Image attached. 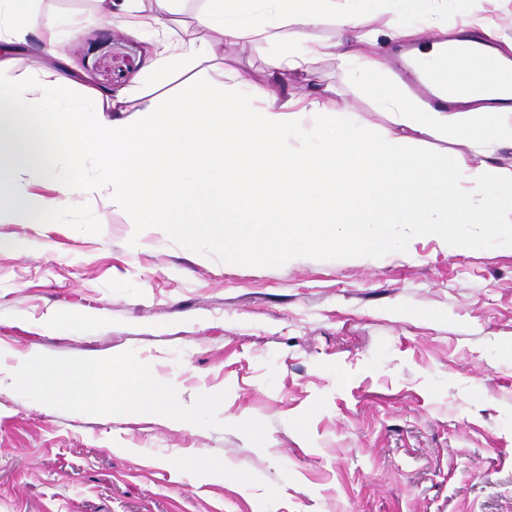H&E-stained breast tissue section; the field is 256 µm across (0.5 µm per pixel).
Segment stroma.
I'll return each instance as SVG.
<instances>
[{
  "mask_svg": "<svg viewBox=\"0 0 512 512\" xmlns=\"http://www.w3.org/2000/svg\"><path fill=\"white\" fill-rule=\"evenodd\" d=\"M512 16L492 0L438 23ZM59 39L89 86L143 85L155 42L110 23ZM263 44H225L222 81H266ZM331 87L371 130L388 115L335 61L289 77ZM458 250L431 235L353 256L315 244L293 259L225 261L224 241L147 232L95 200L0 224V372L54 357L134 351L181 402L227 391L225 428L155 414L67 413L0 382V512H512V232ZM63 319L49 332L48 313ZM268 425L265 448L235 431Z\"/></svg>",
  "mask_w": 512,
  "mask_h": 512,
  "instance_id": "obj_1",
  "label": "stroma"
}]
</instances>
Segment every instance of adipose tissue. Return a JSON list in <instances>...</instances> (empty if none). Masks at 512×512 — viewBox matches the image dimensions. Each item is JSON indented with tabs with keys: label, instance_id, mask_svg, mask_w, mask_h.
I'll list each match as a JSON object with an SVG mask.
<instances>
[{
	"label": "adipose tissue",
	"instance_id": "obj_1",
	"mask_svg": "<svg viewBox=\"0 0 512 512\" xmlns=\"http://www.w3.org/2000/svg\"><path fill=\"white\" fill-rule=\"evenodd\" d=\"M362 0H203L194 21L214 40L162 43L153 62L160 79L217 64L220 46L248 41L269 49L266 84L234 72L222 83H195L180 97L136 107L137 91L111 96L88 87L57 51L61 25L79 29L117 18L131 35L166 30L178 0H102L92 15L43 14L35 0H0V223L31 224L104 194L134 229L191 236L218 229L225 257L252 255L256 225L266 254L293 257L315 240L353 253L388 239L392 226L447 238L450 227L486 230L512 224V170L497 153L512 146V90L494 88L486 56L440 27L448 49L420 52L421 71L445 70L459 109H436L401 96L374 57L373 31L360 28ZM332 15L354 31L349 43L286 39L288 24L310 28ZM36 39L43 57L32 79L11 74L20 46ZM330 57L390 115L375 132L340 110L322 89L288 91V76ZM59 113V140L45 111ZM449 135L469 158L423 151L426 138ZM91 162L103 182L75 181L63 165Z\"/></svg>",
	"mask_w": 512,
	"mask_h": 512
}]
</instances>
